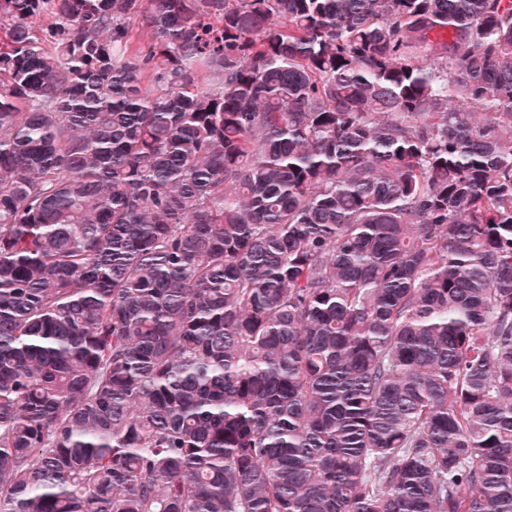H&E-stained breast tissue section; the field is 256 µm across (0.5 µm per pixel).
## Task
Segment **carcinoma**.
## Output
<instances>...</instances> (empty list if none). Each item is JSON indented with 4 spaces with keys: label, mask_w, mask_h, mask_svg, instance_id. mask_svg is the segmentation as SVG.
<instances>
[{
    "label": "carcinoma",
    "mask_w": 512,
    "mask_h": 512,
    "mask_svg": "<svg viewBox=\"0 0 512 512\" xmlns=\"http://www.w3.org/2000/svg\"><path fill=\"white\" fill-rule=\"evenodd\" d=\"M0 512H512V0H0Z\"/></svg>",
    "instance_id": "1"
}]
</instances>
